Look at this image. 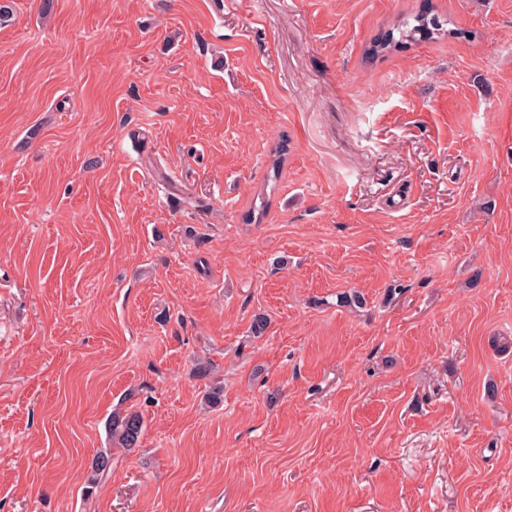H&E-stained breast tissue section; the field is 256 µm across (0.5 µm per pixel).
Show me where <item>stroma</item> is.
<instances>
[{"mask_svg": "<svg viewBox=\"0 0 512 512\" xmlns=\"http://www.w3.org/2000/svg\"><path fill=\"white\" fill-rule=\"evenodd\" d=\"M7 4L0 512H512V0ZM413 22L411 24L409 20H406L397 28L375 40L369 45L368 54L380 56L405 43L438 39V37L455 34L453 30L446 28L448 20L441 19L435 14L426 12L416 14L413 16ZM145 425L139 412H114L106 423L109 442L113 448L130 451L140 442ZM112 467V448H101L93 456L89 466V474L86 481V493L92 494L100 480L106 476Z\"/></svg>", "mask_w": 512, "mask_h": 512, "instance_id": "1", "label": "stroma"}]
</instances>
